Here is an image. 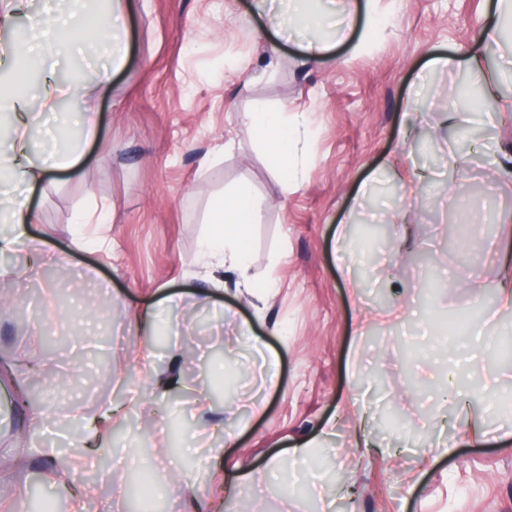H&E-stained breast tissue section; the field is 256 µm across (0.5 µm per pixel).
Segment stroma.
Masks as SVG:
<instances>
[{
  "label": "stroma",
  "instance_id": "1",
  "mask_svg": "<svg viewBox=\"0 0 512 512\" xmlns=\"http://www.w3.org/2000/svg\"><path fill=\"white\" fill-rule=\"evenodd\" d=\"M491 2L375 0L366 48L349 39L311 63L251 0H132L120 67L101 42L60 63L70 83L112 67V91L80 167L29 194L38 275L8 281L0 354L32 364L39 402L56 413L34 424L0 375V512H37L76 485L86 512H184L189 488L208 512H324L328 501L331 512H512V361L434 341L475 304L492 318L486 335L512 336V313L496 311L499 254L512 246L501 221L512 180L500 171L512 124L487 104L448 128V91L481 77L428 65L472 43ZM274 53L268 78L245 86ZM259 110L295 121V183L242 124ZM491 138L494 157L481 150ZM407 141L406 171L421 178L413 198L383 168ZM242 187L264 208L250 231L253 285L235 291L199 244L214 200ZM95 206L107 223L73 224ZM399 207L411 245L396 224L377 245L352 234L337 246L339 224ZM419 254L444 272L429 297ZM170 294L172 308L152 310ZM397 304L402 322L376 321ZM144 308L147 331L132 317ZM176 326L179 343L152 347L151 331ZM452 369L461 381L448 401ZM271 372L277 385L263 388ZM167 378L174 388L155 391ZM224 391L254 397L259 412L217 401ZM133 393L138 423L113 424L97 466H77L72 442L90 415ZM444 439L457 443L451 455L432 450ZM305 441L306 462L292 464L288 450ZM67 467L71 482L58 481ZM144 471L155 499L113 496Z\"/></svg>",
  "mask_w": 512,
  "mask_h": 512
}]
</instances>
